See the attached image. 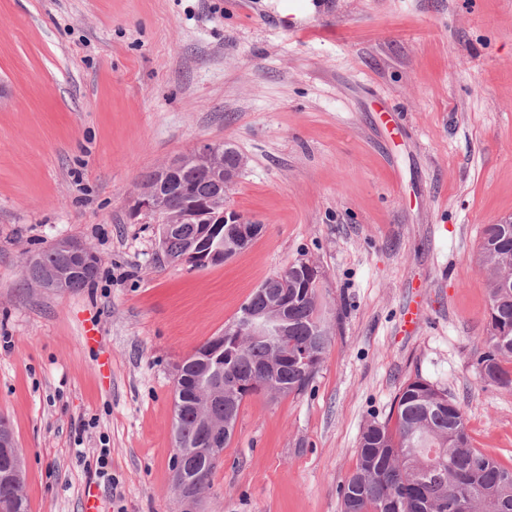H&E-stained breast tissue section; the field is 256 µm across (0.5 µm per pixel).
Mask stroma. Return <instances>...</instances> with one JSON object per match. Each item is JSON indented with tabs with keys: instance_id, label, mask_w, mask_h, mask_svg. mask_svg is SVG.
I'll use <instances>...</instances> for the list:
<instances>
[{
	"instance_id": "stroma-1",
	"label": "stroma",
	"mask_w": 512,
	"mask_h": 512,
	"mask_svg": "<svg viewBox=\"0 0 512 512\" xmlns=\"http://www.w3.org/2000/svg\"><path fill=\"white\" fill-rule=\"evenodd\" d=\"M314 2L0 0V415L29 512H82L90 489L100 512H341L362 427L415 376L512 465V389L476 368L481 232L512 218V0ZM215 142L246 159L228 205L264 230L222 264H163L130 199ZM60 237L100 255L95 280L25 286ZM298 260L333 324L320 370L246 398L210 492L183 498L176 367ZM102 447L113 490L89 478Z\"/></svg>"
}]
</instances>
